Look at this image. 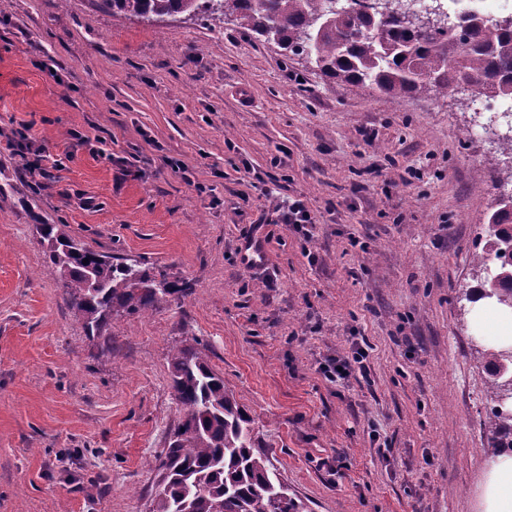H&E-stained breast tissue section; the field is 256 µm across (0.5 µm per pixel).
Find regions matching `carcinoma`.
<instances>
[{
    "instance_id": "cac0c4a2",
    "label": "carcinoma",
    "mask_w": 512,
    "mask_h": 512,
    "mask_svg": "<svg viewBox=\"0 0 512 512\" xmlns=\"http://www.w3.org/2000/svg\"><path fill=\"white\" fill-rule=\"evenodd\" d=\"M112 15L141 18L155 26L182 14H203L303 56L323 76L352 92L448 94L471 88L512 98V19L463 15L430 33L408 30L381 14L337 9L324 0H101ZM51 267L68 290L71 307L88 337L113 315L155 307L182 292L156 280L133 258L105 260L81 246L61 224H38ZM477 260L485 273L482 292L512 300V196L499 198ZM492 406L485 418L494 452H512V349L484 354ZM170 389L183 416L158 457L164 486L152 512H306L289 493L270 459L255 447L253 421L212 370L201 351L185 344L168 356Z\"/></svg>"
}]
</instances>
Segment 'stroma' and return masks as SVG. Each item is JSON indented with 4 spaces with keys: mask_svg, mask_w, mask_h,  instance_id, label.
I'll return each instance as SVG.
<instances>
[{
    "mask_svg": "<svg viewBox=\"0 0 512 512\" xmlns=\"http://www.w3.org/2000/svg\"><path fill=\"white\" fill-rule=\"evenodd\" d=\"M472 100L356 94L200 15L0 0V512H152L167 355L192 342L307 512H477L488 375L461 293L512 172L466 136ZM19 132L62 169L31 177ZM292 197L311 239L264 221ZM41 223L182 296L88 338ZM363 343L366 377L325 380Z\"/></svg>",
    "mask_w": 512,
    "mask_h": 512,
    "instance_id": "obj_1",
    "label": "stroma"
}]
</instances>
